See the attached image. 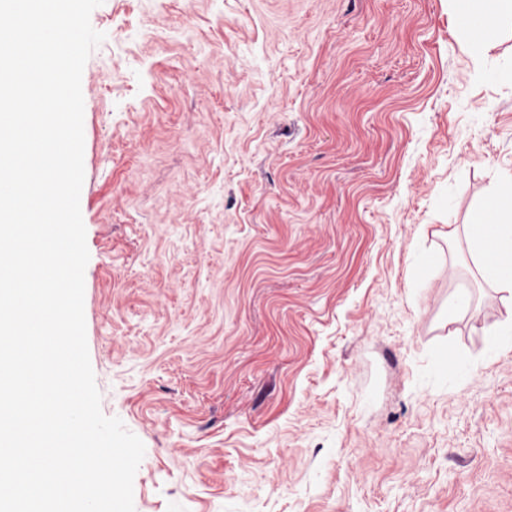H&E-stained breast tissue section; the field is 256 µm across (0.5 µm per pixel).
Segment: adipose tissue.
<instances>
[{
    "instance_id": "1",
    "label": "adipose tissue",
    "mask_w": 512,
    "mask_h": 512,
    "mask_svg": "<svg viewBox=\"0 0 512 512\" xmlns=\"http://www.w3.org/2000/svg\"><path fill=\"white\" fill-rule=\"evenodd\" d=\"M465 7L479 21L468 31L474 44H482L485 32L512 25V0H465ZM466 236L479 273L512 293V180L473 211Z\"/></svg>"
}]
</instances>
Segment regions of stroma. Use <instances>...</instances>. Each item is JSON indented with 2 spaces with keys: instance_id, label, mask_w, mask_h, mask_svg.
Instances as JSON below:
<instances>
[{
  "instance_id": "stroma-1",
  "label": "stroma",
  "mask_w": 512,
  "mask_h": 512,
  "mask_svg": "<svg viewBox=\"0 0 512 512\" xmlns=\"http://www.w3.org/2000/svg\"><path fill=\"white\" fill-rule=\"evenodd\" d=\"M84 313L135 512H512V31L451 0H104ZM468 291L467 309L448 301ZM512 179L473 213L466 236L478 272L489 282L512 294ZM491 218L493 224H486Z\"/></svg>"
}]
</instances>
